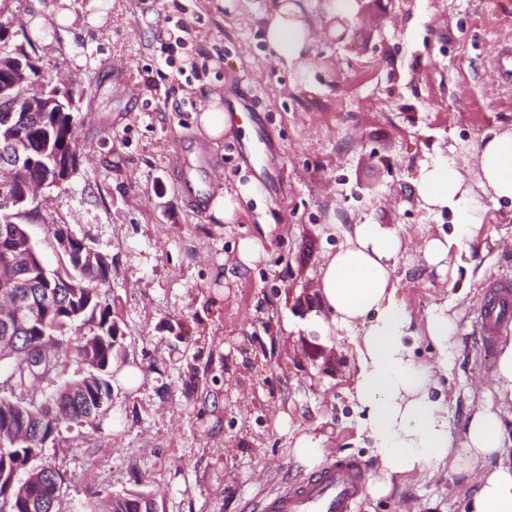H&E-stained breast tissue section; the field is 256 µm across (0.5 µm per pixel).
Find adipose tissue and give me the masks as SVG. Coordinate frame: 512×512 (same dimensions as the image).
Returning <instances> with one entry per match:
<instances>
[{
	"label": "adipose tissue",
	"mask_w": 512,
	"mask_h": 512,
	"mask_svg": "<svg viewBox=\"0 0 512 512\" xmlns=\"http://www.w3.org/2000/svg\"><path fill=\"white\" fill-rule=\"evenodd\" d=\"M274 58L309 71L310 25L291 0L271 12L265 31ZM476 181L468 183L466 168ZM412 185L423 207L449 212L453 231L426 240L425 261L445 268L453 246L473 238L484 222L488 202L512 204V130L482 140L472 157L430 154ZM322 270L321 296L331 327L346 331L357 353L355 398L363 427L384 474L422 471L453 459L468 470L497 458L468 499V512H512V444L504 433L502 399L512 397V337L501 342L493 376V396L471 416L461 448L448 432V406L436 389L448 371V346L457 328L446 309L429 312L426 331L437 350L433 363L416 362L406 339L413 320L397 299L396 262L401 239L381 224H356Z\"/></svg>",
	"instance_id": "obj_1"
}]
</instances>
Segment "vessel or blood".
<instances>
[{"label": "vessel or blood", "instance_id": "1", "mask_svg": "<svg viewBox=\"0 0 512 512\" xmlns=\"http://www.w3.org/2000/svg\"><path fill=\"white\" fill-rule=\"evenodd\" d=\"M512 320V277L489 283L479 310L482 341L491 344L505 323ZM366 484L360 461L337 456L305 480L286 486L260 502L257 512H356Z\"/></svg>", "mask_w": 512, "mask_h": 512}]
</instances>
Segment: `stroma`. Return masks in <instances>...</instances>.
Wrapping results in <instances>:
<instances>
[{"instance_id": "35a3bbf8", "label": "stroma", "mask_w": 512, "mask_h": 512, "mask_svg": "<svg viewBox=\"0 0 512 512\" xmlns=\"http://www.w3.org/2000/svg\"><path fill=\"white\" fill-rule=\"evenodd\" d=\"M90 2L68 0L74 22L61 28L58 0H10L7 12L41 78L81 94L80 167L45 191L44 213L111 258L124 334L107 415L61 423L41 450L71 479L64 512L127 490L159 512H246L312 473L293 453L304 434L380 481L354 398L356 352L319 326L321 270L352 224L401 238L397 297L416 360L436 356L428 311L456 322L441 386L461 443L493 380L477 313L488 282L512 272V206H490L440 272L420 246L450 234L451 218L422 209L411 181L433 150L472 151L512 129V86L491 61L512 49V0H355L345 30L326 0H294L318 34L308 78L263 40L279 0H114L98 26ZM210 92L245 119L218 143L192 119ZM195 181L255 192L226 224ZM247 238L265 254L244 272ZM471 490L445 463L392 476L357 512H464Z\"/></svg>"}]
</instances>
